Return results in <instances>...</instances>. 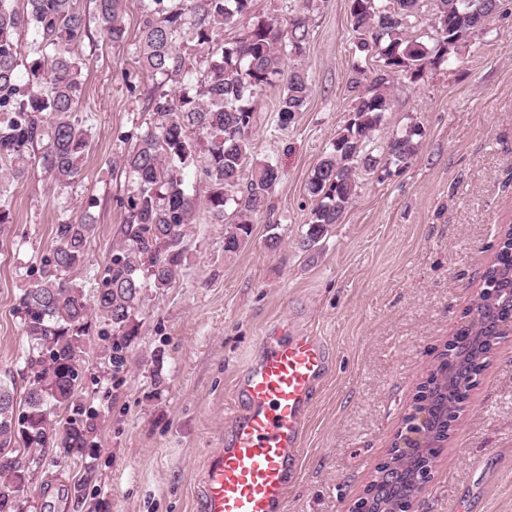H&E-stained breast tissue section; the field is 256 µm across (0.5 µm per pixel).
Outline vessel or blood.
I'll return each mask as SVG.
<instances>
[{"label":"vessel or blood","mask_w":512,"mask_h":512,"mask_svg":"<svg viewBox=\"0 0 512 512\" xmlns=\"http://www.w3.org/2000/svg\"><path fill=\"white\" fill-rule=\"evenodd\" d=\"M263 356L236 390L242 409L200 478L202 512H284L304 421L330 351L318 336L262 337Z\"/></svg>","instance_id":"obj_1"}]
</instances>
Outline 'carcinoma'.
Here are the masks:
<instances>
[{
	"mask_svg": "<svg viewBox=\"0 0 512 512\" xmlns=\"http://www.w3.org/2000/svg\"><path fill=\"white\" fill-rule=\"evenodd\" d=\"M138 40L128 43L125 0H94V19L103 41L129 45L142 70L157 81L144 101L152 116L146 130L124 136L128 151L116 165L131 179L124 197L121 240L104 266L93 300L86 299L76 274L88 263L86 245L94 225L67 214L54 227L52 245L40 259L38 278L19 296L17 310L30 353L23 406L0 380V452L12 462L0 465V512H27L28 482L23 455L57 446L80 458H93L94 414L78 402L81 337L99 324L112 367L126 361L136 335L134 320L143 291L175 282L184 262L182 231L196 221L199 198L193 183L206 187L205 205L216 224L226 226L224 255L236 254L252 235L254 217L268 207L281 179L277 165L252 157L257 125L256 98L263 88L283 85L278 121L286 124L310 97L309 76L300 58L309 42L308 18L297 15L283 32L276 18L255 12L254 0H142ZM496 0H434L433 37L423 43L408 35L419 0H350L356 48L374 56L380 73L364 83L357 69L350 80L353 118L333 141L307 182L317 201L300 245L315 248L338 223L356 194L355 172L362 167L406 163L419 149V125L386 141L375 138L390 109L389 77L415 82L427 65L449 60L492 15ZM247 21L236 39L222 38L224 27ZM32 32L37 51L22 53V36ZM89 36V17L77 0H0V197L7 185L41 170L58 189L80 176L91 147V127L78 116L82 67L71 48ZM293 65L284 68L283 61ZM250 165L248 181L242 171ZM480 304L467 309L456 335L471 336L477 348L460 363L445 345L414 403H429L435 447L443 448L490 364L493 350L508 336L512 302L496 307L492 298L512 292V224L499 229L492 262L482 275ZM460 368L468 381L448 383V370ZM66 412L60 427L57 411Z\"/></svg>",
	"mask_w": 512,
	"mask_h": 512,
	"instance_id": "1",
	"label": "carcinoma"
}]
</instances>
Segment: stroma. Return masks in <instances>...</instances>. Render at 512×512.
Instances as JSON below:
<instances>
[{"mask_svg":"<svg viewBox=\"0 0 512 512\" xmlns=\"http://www.w3.org/2000/svg\"><path fill=\"white\" fill-rule=\"evenodd\" d=\"M349 0H318L301 60L306 107L278 127L281 85L260 91L252 154L282 173L245 247L224 253L225 227L199 208L184 226L186 261L176 284L146 289L138 334L122 369L99 336L84 337L80 401L97 412L95 459L45 448L26 496L53 512H199L196 486L209 454L223 447L233 387L261 353L263 336L313 332L331 348V371L306 420L304 464L288 489V512H349L371 468L384 460L417 386L472 306L492 260L499 224L512 219V0L450 61L417 82L397 78L376 133L384 141L411 124L419 151L399 166L362 173L356 195L312 251L299 240L315 201L306 183L352 117L357 53ZM80 117L93 142L70 187L42 174L16 183L12 224L0 235V374L29 354L16 313L29 270L50 248L62 213L86 215L95 232L79 275L93 296L120 236L117 203L128 179L114 162L134 122L149 121L148 84L128 47L83 38ZM277 244H270L271 235ZM485 468H474L476 458ZM418 512H512V336L501 341L439 457Z\"/></svg>","mask_w":512,"mask_h":512,"instance_id":"35a3bbf8","label":"stroma"}]
</instances>
